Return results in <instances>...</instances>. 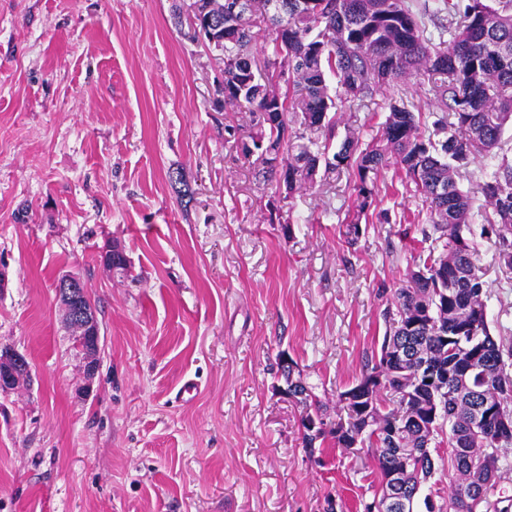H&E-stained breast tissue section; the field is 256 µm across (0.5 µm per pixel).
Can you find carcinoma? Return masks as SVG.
<instances>
[{
	"label": "carcinoma",
	"instance_id": "carcinoma-1",
	"mask_svg": "<svg viewBox=\"0 0 512 512\" xmlns=\"http://www.w3.org/2000/svg\"><path fill=\"white\" fill-rule=\"evenodd\" d=\"M235 0H201L204 15L224 16ZM283 15L272 16V68L265 83L250 81L257 65L249 46L253 22L210 32L214 49L224 55V106L247 112H279L281 119L249 135L282 151L288 166V192L311 183L320 167L352 170L357 210L342 225L349 246L362 234L361 216L373 204L378 174L390 164L404 171L428 214L432 240L422 264L407 267L404 285L386 300V325L380 350L361 381L383 377L373 392L375 407L364 416L346 407L347 419L315 432L307 422L324 421L326 405L303 382L295 401L303 406V443L314 453L317 441L332 439L349 449H374L384 482L378 504L388 491L391 471L407 503L417 512L422 488L448 465L457 475L447 507L425 495L426 512H480L499 478V450L512 445L511 432H490L475 424L480 406L512 417V349L490 335L487 286L475 265L467 233L474 201L459 180L479 156H499L502 136L512 124V0H442L435 10L409 0H278ZM448 13L438 39L426 35L425 16ZM426 71L442 112L426 130L422 113L394 103L381 128L367 144L349 134L332 151L338 103L363 102L383 86L398 85ZM336 80L329 92L328 77ZM501 157V156H499ZM485 217L496 224L493 254L512 270V159L501 157L481 185ZM421 325L409 333L403 323ZM403 347L413 359L384 366L388 350ZM439 406L440 418L429 412ZM448 458L438 453L441 444Z\"/></svg>",
	"mask_w": 512,
	"mask_h": 512
}]
</instances>
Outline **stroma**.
<instances>
[{
  "mask_svg": "<svg viewBox=\"0 0 512 512\" xmlns=\"http://www.w3.org/2000/svg\"><path fill=\"white\" fill-rule=\"evenodd\" d=\"M191 0H0V350L30 378L0 392V512H359L373 451L309 454L280 355L336 417L367 371L396 288L423 250V204L385 169L356 246L350 172L284 195L215 106L222 54L174 7ZM437 106L423 77L343 109L369 142L397 99ZM493 338L512 347V273L473 226ZM119 245L130 276L101 256ZM79 274L100 321L91 392L55 284ZM198 390L186 394V382Z\"/></svg>",
  "mask_w": 512,
  "mask_h": 512,
  "instance_id": "35a3bbf8",
  "label": "stroma"
}]
</instances>
